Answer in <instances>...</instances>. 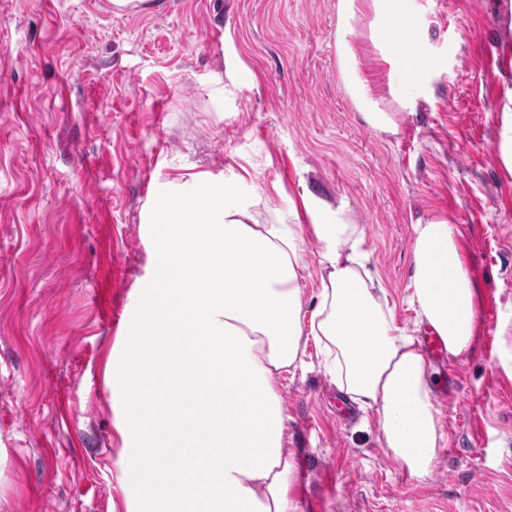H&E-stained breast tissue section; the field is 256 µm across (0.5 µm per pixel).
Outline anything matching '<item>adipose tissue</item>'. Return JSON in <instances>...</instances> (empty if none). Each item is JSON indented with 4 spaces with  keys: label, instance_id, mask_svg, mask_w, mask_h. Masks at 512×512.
Instances as JSON below:
<instances>
[{
    "label": "adipose tissue",
    "instance_id": "ef3b65f1",
    "mask_svg": "<svg viewBox=\"0 0 512 512\" xmlns=\"http://www.w3.org/2000/svg\"><path fill=\"white\" fill-rule=\"evenodd\" d=\"M376 27L399 44L350 36L361 9L340 0L337 51L343 81L364 122L396 132L395 113L364 95L363 60L381 62L395 100L424 78L402 44L418 36L410 0H369ZM239 175L191 176L153 209L155 280L129 335L138 339L120 387L132 436L142 439L138 475L145 512H296L295 463L284 449L277 380L301 363L307 341L337 388L374 411L390 458L423 478L443 435L431 373L419 343L396 324L386 292L367 269L358 225L302 196L308 223H287L259 200L241 201ZM455 225L415 227L412 301L422 323L462 358L474 347L479 289ZM321 251L320 290L304 300V245Z\"/></svg>",
    "mask_w": 512,
    "mask_h": 512
}]
</instances>
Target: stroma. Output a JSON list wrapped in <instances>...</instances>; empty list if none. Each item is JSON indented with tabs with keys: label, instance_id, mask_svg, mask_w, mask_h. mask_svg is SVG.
Returning <instances> with one entry per match:
<instances>
[{
	"label": "stroma",
	"instance_id": "1",
	"mask_svg": "<svg viewBox=\"0 0 512 512\" xmlns=\"http://www.w3.org/2000/svg\"><path fill=\"white\" fill-rule=\"evenodd\" d=\"M339 0H0V512H128L137 462L112 384L154 279L147 222L184 172H244L242 200L344 206L397 324L415 227L456 225L480 289L473 353L433 365L444 436L420 479L319 348L282 374L297 512H512V0H412L427 71L398 130L341 78Z\"/></svg>",
	"mask_w": 512,
	"mask_h": 512
}]
</instances>
